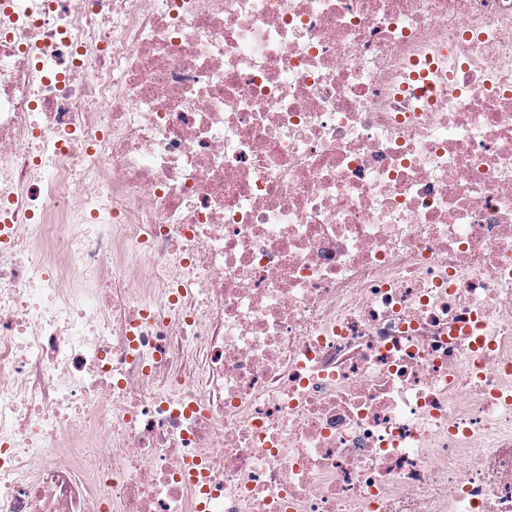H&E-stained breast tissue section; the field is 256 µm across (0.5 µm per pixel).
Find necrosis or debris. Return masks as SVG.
I'll use <instances>...</instances> for the list:
<instances>
[{
    "label": "necrosis or debris",
    "instance_id": "1",
    "mask_svg": "<svg viewBox=\"0 0 512 512\" xmlns=\"http://www.w3.org/2000/svg\"><path fill=\"white\" fill-rule=\"evenodd\" d=\"M0 512H512V0L0 9Z\"/></svg>",
    "mask_w": 512,
    "mask_h": 512
}]
</instances>
